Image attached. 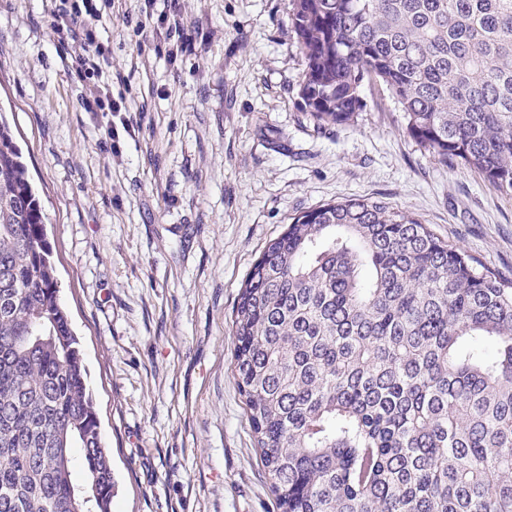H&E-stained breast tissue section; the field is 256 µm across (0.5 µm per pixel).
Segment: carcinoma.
<instances>
[{
  "label": "carcinoma",
  "instance_id": "1",
  "mask_svg": "<svg viewBox=\"0 0 512 512\" xmlns=\"http://www.w3.org/2000/svg\"><path fill=\"white\" fill-rule=\"evenodd\" d=\"M319 129L381 84L435 161L512 194V0H290ZM46 217L0 124V512H111ZM233 367L281 512H512V279L371 198L293 218L243 281ZM81 449L80 458L71 450Z\"/></svg>",
  "mask_w": 512,
  "mask_h": 512
}]
</instances>
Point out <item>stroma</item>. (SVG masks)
<instances>
[{
  "label": "stroma",
  "instance_id": "1",
  "mask_svg": "<svg viewBox=\"0 0 512 512\" xmlns=\"http://www.w3.org/2000/svg\"><path fill=\"white\" fill-rule=\"evenodd\" d=\"M289 0H108L121 112H87L46 0H0V113L46 214L117 480L113 512H279L232 369L241 283L293 217L347 198L414 213L512 278V196L435 161L392 95L317 130ZM177 11L173 54L146 14Z\"/></svg>",
  "mask_w": 512,
  "mask_h": 512
}]
</instances>
